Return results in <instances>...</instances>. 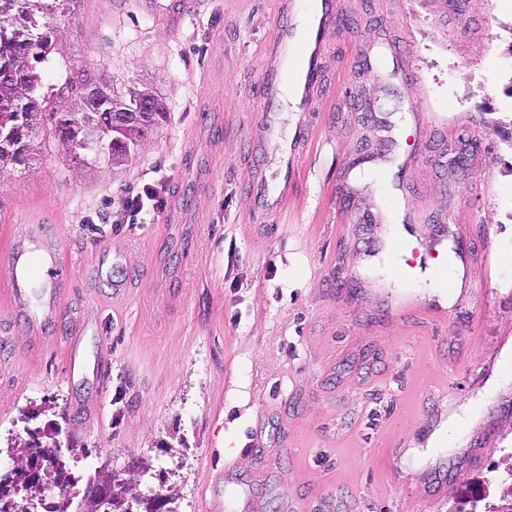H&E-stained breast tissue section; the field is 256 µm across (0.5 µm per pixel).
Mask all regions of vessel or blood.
I'll list each match as a JSON object with an SVG mask.
<instances>
[{
	"mask_svg": "<svg viewBox=\"0 0 512 512\" xmlns=\"http://www.w3.org/2000/svg\"><path fill=\"white\" fill-rule=\"evenodd\" d=\"M141 11L153 15L160 28L174 32L197 8V0H139ZM276 11L285 18L266 44V65L258 82V98L263 111H277L285 93H292L295 111L307 112L317 105L322 63L330 53L325 40L328 29L336 26L338 0H313L309 9L298 0H275ZM312 130L299 121L291 134L279 141V167L268 180L257 186L256 204L271 216L281 215L294 191V172L301 146Z\"/></svg>",
	"mask_w": 512,
	"mask_h": 512,
	"instance_id": "b4317fda",
	"label": "vessel or blood"
}]
</instances>
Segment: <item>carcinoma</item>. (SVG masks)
Masks as SVG:
<instances>
[{
  "label": "carcinoma",
  "instance_id": "obj_1",
  "mask_svg": "<svg viewBox=\"0 0 512 512\" xmlns=\"http://www.w3.org/2000/svg\"><path fill=\"white\" fill-rule=\"evenodd\" d=\"M81 2L0 0V73H11L10 80L0 82V128L12 138V145L0 148V172L28 165L52 140L85 166L104 160L119 168L141 139L167 119L165 102L155 91L129 88L122 92L105 76L92 75L79 66L66 65L59 86L44 82L38 66L50 60L57 32L75 17L76 5ZM96 95L108 99V111L100 113L96 126L88 127L80 117L92 111ZM66 97L80 101V106H64ZM19 102L25 104V110L17 118L14 112ZM108 478L112 479V496L99 502L95 512H172L169 505L174 495L166 497L153 490L129 493L127 482L105 463L86 475V485ZM46 479L63 487L54 512H84L81 506L71 507L73 479L65 456L53 461ZM483 482L499 486L497 500L487 502L483 497L452 493L448 512H512V465L506 476L485 477ZM2 485L8 487V494L0 496V512H8L9 499L34 492V481L23 466L13 471L8 482L0 481Z\"/></svg>",
  "mask_w": 512,
  "mask_h": 512
}]
</instances>
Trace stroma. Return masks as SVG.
<instances>
[{
  "label": "stroma",
  "instance_id": "stroma-1",
  "mask_svg": "<svg viewBox=\"0 0 512 512\" xmlns=\"http://www.w3.org/2000/svg\"><path fill=\"white\" fill-rule=\"evenodd\" d=\"M114 2L81 4L44 73L71 62L152 88L168 119L118 169L52 145L0 173V452L57 430L77 443L75 474L107 462L131 480L152 459L175 512H205L210 463L222 512H448L432 474L464 471L459 489L475 491L512 452V73L497 66L512 0H339L314 142L268 223L252 189L297 119L259 110L272 0H202L174 33ZM366 174L384 176L377 194ZM159 179L163 210L124 223L126 191ZM377 199L418 235L444 227L446 321L395 314L426 296L412 274L377 276L392 227L356 217ZM13 247L60 262L62 316L43 332L10 300ZM462 410L429 456L393 458Z\"/></svg>",
  "mask_w": 512,
  "mask_h": 512
}]
</instances>
